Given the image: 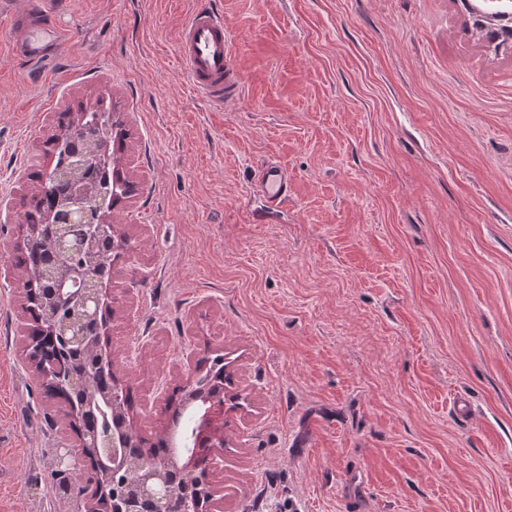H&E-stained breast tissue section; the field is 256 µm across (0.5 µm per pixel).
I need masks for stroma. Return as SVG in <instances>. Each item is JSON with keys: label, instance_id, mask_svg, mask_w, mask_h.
I'll return each mask as SVG.
<instances>
[{"label": "stroma", "instance_id": "stroma-1", "mask_svg": "<svg viewBox=\"0 0 512 512\" xmlns=\"http://www.w3.org/2000/svg\"><path fill=\"white\" fill-rule=\"evenodd\" d=\"M202 6L242 77L220 109L179 57ZM28 7L73 33L50 65L10 54ZM100 96L138 185L109 341L139 434L227 353L223 512H512V46L460 0H0V512L82 506L8 256L59 112ZM255 188L270 208L278 206L291 191L288 171L277 162L266 164L258 172Z\"/></svg>", "mask_w": 512, "mask_h": 512}]
</instances>
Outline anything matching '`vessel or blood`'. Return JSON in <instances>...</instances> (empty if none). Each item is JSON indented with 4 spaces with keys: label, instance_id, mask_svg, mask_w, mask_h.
Segmentation results:
<instances>
[{
    "label": "vessel or blood",
    "instance_id": "1",
    "mask_svg": "<svg viewBox=\"0 0 512 512\" xmlns=\"http://www.w3.org/2000/svg\"><path fill=\"white\" fill-rule=\"evenodd\" d=\"M15 25L20 35L11 48L13 54L41 64L54 61L64 32L34 9L19 14ZM179 53L192 89L212 106H223L240 94L241 77L222 15L210 8L196 9L181 29ZM255 188L273 208L287 198L291 180L283 166L271 162L259 171Z\"/></svg>",
    "mask_w": 512,
    "mask_h": 512
}]
</instances>
